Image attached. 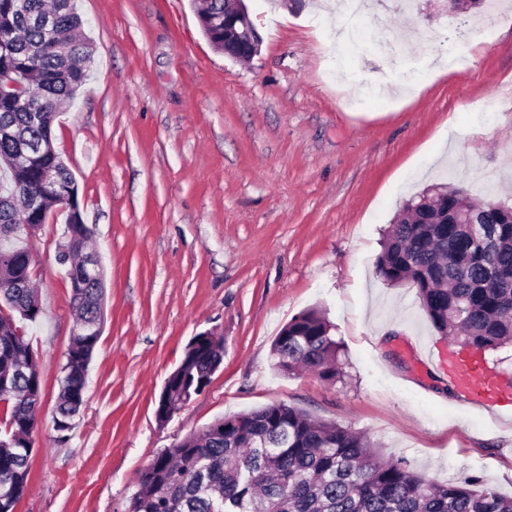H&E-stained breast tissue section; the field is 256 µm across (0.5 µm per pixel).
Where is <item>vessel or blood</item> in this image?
<instances>
[{
    "label": "vessel or blood",
    "mask_w": 512,
    "mask_h": 512,
    "mask_svg": "<svg viewBox=\"0 0 512 512\" xmlns=\"http://www.w3.org/2000/svg\"><path fill=\"white\" fill-rule=\"evenodd\" d=\"M448 383L459 393L461 404L485 411L497 409L504 394L503 377L472 361H460L448 368Z\"/></svg>",
    "instance_id": "1"
}]
</instances>
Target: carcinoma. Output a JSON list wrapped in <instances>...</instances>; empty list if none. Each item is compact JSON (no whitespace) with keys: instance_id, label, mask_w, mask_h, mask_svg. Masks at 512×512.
Listing matches in <instances>:
<instances>
[{"instance_id":"cac0c4a2","label":"carcinoma","mask_w":512,"mask_h":512,"mask_svg":"<svg viewBox=\"0 0 512 512\" xmlns=\"http://www.w3.org/2000/svg\"><path fill=\"white\" fill-rule=\"evenodd\" d=\"M224 0H207L200 25L223 47L218 18ZM75 0H0V238L22 224L47 223L64 204L66 245L56 255L67 270L83 266L92 229L83 223L71 170L56 152L57 110L88 78L90 43L76 31ZM54 171L51 182L44 179ZM491 244L475 241L470 225ZM34 255L15 241L0 250V512H15L28 489L42 394L39 362L18 329L38 324L43 307L32 288ZM390 286L413 284L442 335L482 351L512 346V207L475 203L446 184L407 200L393 219L376 261ZM103 279L72 289L77 323H103ZM99 335L71 337L61 368L53 420L73 428L84 405L86 376ZM343 346L317 310L294 317L276 338L274 368H305L334 384L346 376ZM224 360V342L195 336L161 391L157 417L170 420L202 392ZM128 512H512V496L476 475L431 480L401 458H386L365 434L313 418L284 403L224 417L191 432L138 474Z\"/></svg>"}]
</instances>
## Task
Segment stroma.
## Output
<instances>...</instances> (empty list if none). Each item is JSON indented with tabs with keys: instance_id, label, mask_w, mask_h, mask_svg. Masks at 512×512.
Returning a JSON list of instances; mask_svg holds the SVG:
<instances>
[{
	"instance_id": "stroma-1",
	"label": "stroma",
	"mask_w": 512,
	"mask_h": 512,
	"mask_svg": "<svg viewBox=\"0 0 512 512\" xmlns=\"http://www.w3.org/2000/svg\"><path fill=\"white\" fill-rule=\"evenodd\" d=\"M247 5L261 43L237 61L211 46L193 0H77L93 54L53 144L93 231L104 323L83 410L58 440L75 318L53 215L32 241L44 315L28 336L43 393L16 512H127L163 449L272 402L367 432L428 478L477 475L512 496V407L488 414L448 394L436 365L446 338L413 285L376 271L391 219L431 184L512 206V0L491 19L482 5L456 14L415 0L402 12L371 0L341 45L328 0ZM378 15L423 74L414 90L406 68L385 65ZM482 18L461 68L419 35L436 29L451 47ZM311 308L343 343L344 382L272 366L280 331ZM205 331L223 337L224 362L159 423L164 382Z\"/></svg>"
}]
</instances>
